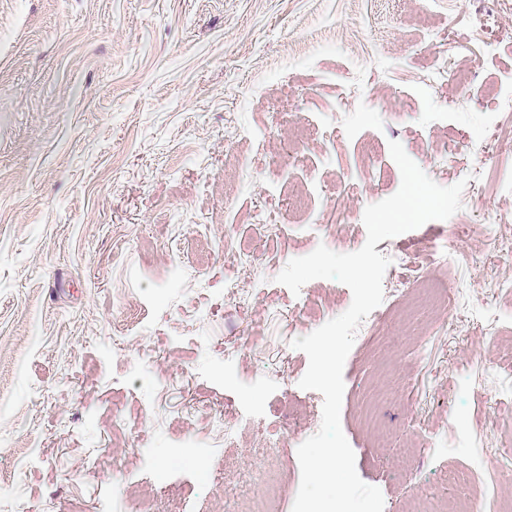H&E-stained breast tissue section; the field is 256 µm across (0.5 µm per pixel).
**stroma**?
<instances>
[{
  "label": "stroma",
  "mask_w": 512,
  "mask_h": 512,
  "mask_svg": "<svg viewBox=\"0 0 512 512\" xmlns=\"http://www.w3.org/2000/svg\"><path fill=\"white\" fill-rule=\"evenodd\" d=\"M510 96L512 0H0V504L249 512L273 476L292 512L323 396L291 342L352 292L276 277L365 244L396 140L467 186L449 219L377 244L384 287L469 259L444 271L455 313L354 342L342 431L384 512L416 490L498 512L512 456L499 477L481 457L512 449V293L473 285L512 244ZM189 441L197 475L158 493L142 449L162 470Z\"/></svg>",
  "instance_id": "stroma-1"
}]
</instances>
